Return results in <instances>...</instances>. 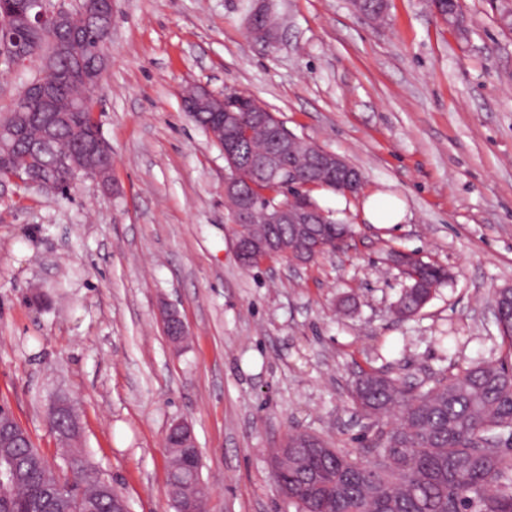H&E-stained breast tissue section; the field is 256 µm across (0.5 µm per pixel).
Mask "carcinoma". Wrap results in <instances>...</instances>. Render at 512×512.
Here are the masks:
<instances>
[{"mask_svg": "<svg viewBox=\"0 0 512 512\" xmlns=\"http://www.w3.org/2000/svg\"><path fill=\"white\" fill-rule=\"evenodd\" d=\"M35 0H0V14L9 19V33L48 53L41 32L27 23ZM99 43L97 28L88 25L71 41L64 54L67 68L57 75L54 113L61 121L53 137L62 148L53 152L36 150L48 136L50 113L39 105L23 113L24 139L0 143V178H27L36 170L59 186L70 184L69 171L83 165L82 143L91 135L97 102L89 95L94 86L80 78L78 62L89 59ZM242 150L262 155L274 150L268 137L245 135L249 127L251 98L242 102ZM246 189L257 197L275 195V200L297 206L316 202L311 190H296L280 180L255 182ZM313 229L331 243L350 238L351 224H315ZM237 234L253 240L270 238L280 252L262 254L254 266L275 257L289 259L295 248L294 226L268 224L264 213L256 211ZM392 265L406 266L409 281L397 304L412 315L427 303L432 287L448 280V272L431 262L412 260L398 251L388 253ZM495 319L500 335L512 344V290L495 293ZM359 410L379 418L400 409L393 421L378 432L379 458L367 462L343 453L317 437L307 448H290L288 466L278 464L280 451L273 456V475L280 490L295 502L300 512H512V372L507 363L491 366L474 362L450 376L442 374L429 384L407 385L384 374L360 372L353 385ZM16 441L10 432L0 436V461L17 462L19 486L15 494L0 498V512H112V492L81 489L73 480V470L88 459L72 458L52 466L35 448L27 431Z\"/></svg>", "mask_w": 512, "mask_h": 512, "instance_id": "1", "label": "carcinoma"}]
</instances>
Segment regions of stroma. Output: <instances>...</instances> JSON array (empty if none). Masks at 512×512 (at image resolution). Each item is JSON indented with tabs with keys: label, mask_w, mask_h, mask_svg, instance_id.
I'll return each instance as SVG.
<instances>
[{
	"label": "stroma",
	"mask_w": 512,
	"mask_h": 512,
	"mask_svg": "<svg viewBox=\"0 0 512 512\" xmlns=\"http://www.w3.org/2000/svg\"><path fill=\"white\" fill-rule=\"evenodd\" d=\"M460 37L429 0L369 21L349 0H276V39L251 38V0H114L110 65L91 94L112 146V188L0 197V403L50 463L45 411L67 397L77 448L130 512H173L169 427L199 448L208 512H297L273 477L289 432L372 461L360 371L422 384L498 363L496 289L512 286V33L495 0H464ZM242 91L296 136L346 158L361 191L314 190L352 224L343 251L243 268L224 206V154L183 109L184 87ZM405 204L370 224L364 193ZM450 280L414 316L388 251ZM187 327L181 346L162 311Z\"/></svg>",
	"instance_id": "35a3bbf8"
}]
</instances>
